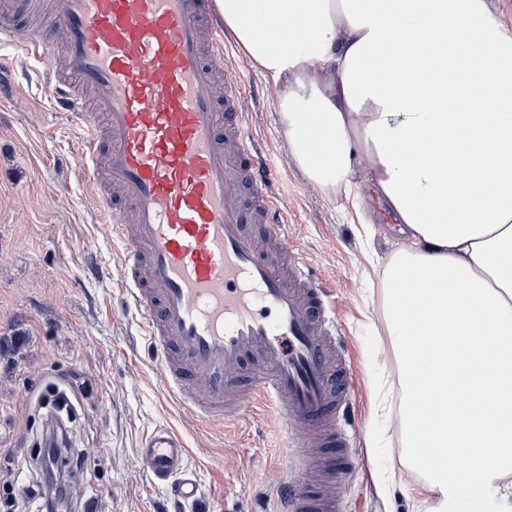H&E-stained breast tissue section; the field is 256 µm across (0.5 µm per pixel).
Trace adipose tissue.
Here are the masks:
<instances>
[{
    "label": "adipose tissue",
    "mask_w": 512,
    "mask_h": 512,
    "mask_svg": "<svg viewBox=\"0 0 512 512\" xmlns=\"http://www.w3.org/2000/svg\"><path fill=\"white\" fill-rule=\"evenodd\" d=\"M277 89L305 177L358 171L406 245L375 268L403 453L431 512L512 495V8L492 0H216ZM332 80H324V73ZM477 501L479 512H504L507 504L491 485H485L474 489L471 493Z\"/></svg>",
    "instance_id": "obj_1"
}]
</instances>
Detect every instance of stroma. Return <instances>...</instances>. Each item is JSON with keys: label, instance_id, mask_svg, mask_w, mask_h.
<instances>
[{"label": "stroma", "instance_id": "35a3bbf8", "mask_svg": "<svg viewBox=\"0 0 512 512\" xmlns=\"http://www.w3.org/2000/svg\"><path fill=\"white\" fill-rule=\"evenodd\" d=\"M236 58V77L250 91L241 110L267 140L276 188L286 196L288 247L328 282L353 371L350 470L337 493L345 512H383L378 476L386 473L407 488L394 494L395 512H425L402 456L397 361L369 278L372 258L402 244L398 226L379 220L387 205L364 185L362 207L377 232L361 237L289 156L272 82L244 52ZM0 59L16 74L0 103V468L36 483L34 456L50 408L33 398L54 382L79 398L65 422L84 454L81 496L93 512H157L168 490L149 479L136 450L159 425L186 439V465L200 483L198 498L174 512H274L279 486L312 484L311 467L282 468L276 414H246L221 427L167 400L139 315L123 298L119 246L79 171L60 169L61 160L77 162L80 132L54 110L40 64L6 45Z\"/></svg>", "mask_w": 512, "mask_h": 512}]
</instances>
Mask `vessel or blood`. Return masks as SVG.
<instances>
[{
  "instance_id": "b4317fda",
  "label": "vessel or blood",
  "mask_w": 512,
  "mask_h": 512,
  "mask_svg": "<svg viewBox=\"0 0 512 512\" xmlns=\"http://www.w3.org/2000/svg\"><path fill=\"white\" fill-rule=\"evenodd\" d=\"M211 3L0 0V44L46 63L56 110L83 130L87 188L124 247L119 279L168 395L202 423L275 413L343 474L351 370L334 302L308 266L262 247L285 245L288 210ZM36 10L41 23L28 22ZM188 453L165 425L137 450L180 500L199 489ZM278 501V512H343L336 493L290 482Z\"/></svg>"
}]
</instances>
